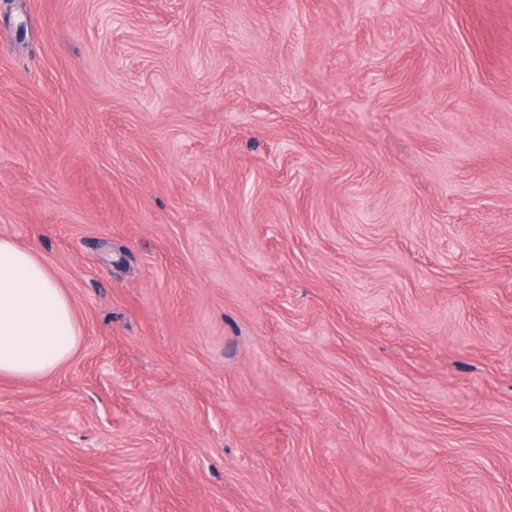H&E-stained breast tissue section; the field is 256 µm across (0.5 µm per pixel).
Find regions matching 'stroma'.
<instances>
[{
	"mask_svg": "<svg viewBox=\"0 0 512 512\" xmlns=\"http://www.w3.org/2000/svg\"><path fill=\"white\" fill-rule=\"evenodd\" d=\"M0 236V512H512V0H0ZM78 342L71 299L45 262L1 237L0 377L45 379Z\"/></svg>",
	"mask_w": 512,
	"mask_h": 512,
	"instance_id": "35a3bbf8",
	"label": "stroma"
}]
</instances>
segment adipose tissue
I'll return each instance as SVG.
<instances>
[{"mask_svg":"<svg viewBox=\"0 0 512 512\" xmlns=\"http://www.w3.org/2000/svg\"><path fill=\"white\" fill-rule=\"evenodd\" d=\"M79 342L70 297L45 262L0 238V377L39 381Z\"/></svg>","mask_w":512,"mask_h":512,"instance_id":"1","label":"adipose tissue"}]
</instances>
